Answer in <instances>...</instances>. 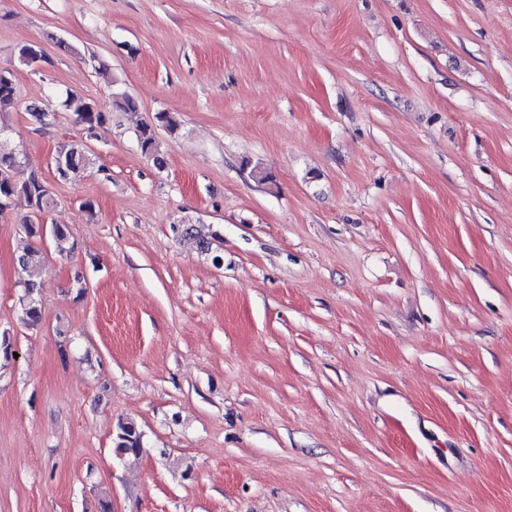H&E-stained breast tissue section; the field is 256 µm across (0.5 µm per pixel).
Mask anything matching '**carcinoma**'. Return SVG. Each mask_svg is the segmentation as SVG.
<instances>
[{"mask_svg": "<svg viewBox=\"0 0 512 512\" xmlns=\"http://www.w3.org/2000/svg\"><path fill=\"white\" fill-rule=\"evenodd\" d=\"M16 90L14 76H0V112H8L15 107ZM67 110L74 113L78 120L87 127H101L106 122L104 112L97 110L94 103L85 98L71 94L64 102ZM142 149L153 155L154 164L164 165V159L153 153L155 132L151 126H144L138 135ZM19 155L0 149V172L5 174L6 180L0 182V212L17 204H25L31 210V215L24 221V229L28 236L40 238L43 236L44 225L34 221V214H46L53 206L54 200L51 192L44 187L41 181L32 178L25 182H18L13 177L14 169L20 164ZM54 163L58 165L60 178L75 180L84 170L87 163L86 149L80 143L68 147L63 146L57 150ZM49 235L53 238L59 251L67 250L70 240L69 228L62 224L49 225ZM23 288L22 313L23 320L29 326H36L42 319V306L39 299L41 284L35 279L20 278ZM143 449V433L133 421L121 422L113 437V452L122 458L138 456Z\"/></svg>", "mask_w": 512, "mask_h": 512, "instance_id": "cac0c4a2", "label": "carcinoma"}]
</instances>
